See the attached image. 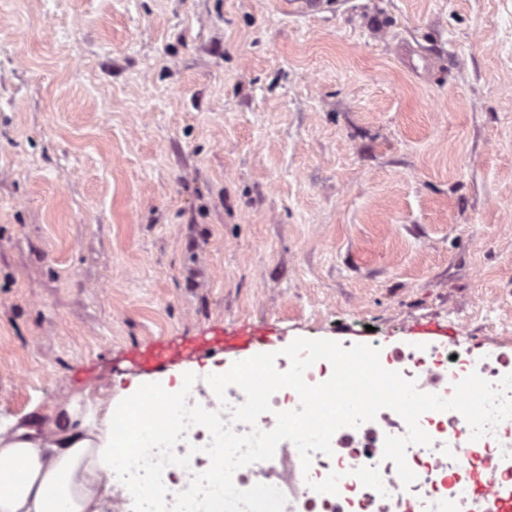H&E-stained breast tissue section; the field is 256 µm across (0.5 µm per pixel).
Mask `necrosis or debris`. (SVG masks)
Segmentation results:
<instances>
[{"mask_svg": "<svg viewBox=\"0 0 512 512\" xmlns=\"http://www.w3.org/2000/svg\"><path fill=\"white\" fill-rule=\"evenodd\" d=\"M385 369L415 380L420 391L451 397L456 383L471 372L490 382L512 373V353H491L481 358L454 346L381 350ZM431 436L429 446L409 445L406 461L417 476L403 487L395 464L383 457L384 438L407 432L396 412L381 410L374 421L356 428L339 429L332 438L333 455L317 452L310 470H302L298 452L290 441L278 444L272 459L240 468L233 476L238 489L261 483L281 490L284 512H486L484 503L472 495L473 487L487 486L497 493H512V419L497 424L480 440H472L464 417L455 411H430L420 418ZM210 441L202 426L190 427L175 446L177 454H189V445L200 451L190 454L189 468L167 466L163 482L166 502L187 489L194 475L210 465L201 448ZM339 474L337 494H321L313 483Z\"/></svg>", "mask_w": 512, "mask_h": 512, "instance_id": "1", "label": "necrosis or debris"}]
</instances>
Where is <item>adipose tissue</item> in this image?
Here are the masks:
<instances>
[{
  "mask_svg": "<svg viewBox=\"0 0 512 512\" xmlns=\"http://www.w3.org/2000/svg\"><path fill=\"white\" fill-rule=\"evenodd\" d=\"M200 386L210 400L223 399V373L182 374L162 415L166 427L176 426L184 397ZM128 405L125 396L95 403L80 395L50 423L48 436L17 422L0 429V512H100L103 477L129 462L112 436L113 421L125 417Z\"/></svg>",
  "mask_w": 512,
  "mask_h": 512,
  "instance_id": "1",
  "label": "adipose tissue"
}]
</instances>
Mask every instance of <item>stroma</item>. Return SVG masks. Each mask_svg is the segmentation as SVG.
Wrapping results in <instances>:
<instances>
[{
    "mask_svg": "<svg viewBox=\"0 0 512 512\" xmlns=\"http://www.w3.org/2000/svg\"><path fill=\"white\" fill-rule=\"evenodd\" d=\"M512 348V0H0V419L225 327Z\"/></svg>",
    "mask_w": 512,
    "mask_h": 512,
    "instance_id": "obj_1",
    "label": "stroma"
}]
</instances>
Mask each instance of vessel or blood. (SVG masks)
I'll use <instances>...</instances> for the list:
<instances>
[{"mask_svg":"<svg viewBox=\"0 0 512 512\" xmlns=\"http://www.w3.org/2000/svg\"><path fill=\"white\" fill-rule=\"evenodd\" d=\"M261 331L248 334L228 331L220 339H204L189 344L169 342L139 351L135 363L141 374L162 378L175 366L193 364L200 360L223 356L225 365L248 359L259 353L272 352Z\"/></svg>","mask_w":512,"mask_h":512,"instance_id":"1","label":"vessel or blood"}]
</instances>
